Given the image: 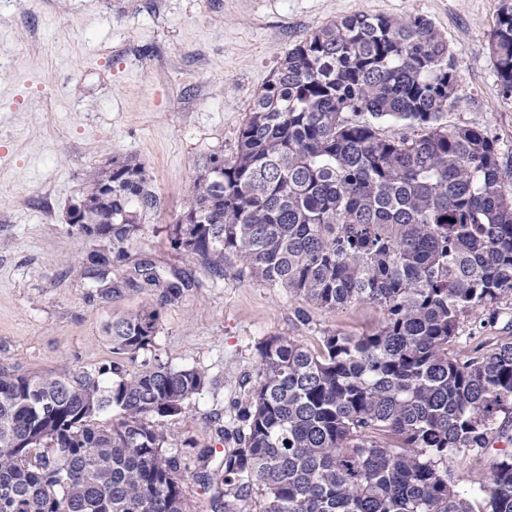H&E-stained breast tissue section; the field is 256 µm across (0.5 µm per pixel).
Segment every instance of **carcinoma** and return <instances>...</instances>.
Instances as JSON below:
<instances>
[{"label":"carcinoma","mask_w":512,"mask_h":512,"mask_svg":"<svg viewBox=\"0 0 512 512\" xmlns=\"http://www.w3.org/2000/svg\"><path fill=\"white\" fill-rule=\"evenodd\" d=\"M502 98L512 101V0L491 33ZM462 76L448 40L422 14L354 13L298 41L253 98L229 158L213 154L174 224L175 249L216 279L224 265L321 309L372 304L382 325L323 333L311 348L258 342L255 383L216 429L233 447L167 448L166 421L208 379L194 367L133 362L154 342L158 312L107 322L115 360L95 371L39 375L0 366V512H189L185 475L211 512H512V451L478 481L448 461L512 443V341L457 358L461 318L495 316L512 297V167L476 124L440 117ZM400 124L396 137L378 123ZM112 240L81 264L110 298L112 267L154 193L143 166L113 162ZM125 285L177 302L190 279L149 264ZM115 413L110 426L98 418Z\"/></svg>","instance_id":"carcinoma-1"}]
</instances>
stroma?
I'll return each instance as SVG.
<instances>
[{"label": "stroma", "instance_id": "stroma-1", "mask_svg": "<svg viewBox=\"0 0 512 512\" xmlns=\"http://www.w3.org/2000/svg\"><path fill=\"white\" fill-rule=\"evenodd\" d=\"M501 0H0V366L36 375L109 364L103 325L145 307L160 317L139 361L197 367L207 387L168 420L170 451L224 448L226 417L257 377L256 345L322 332L360 336L379 308L310 306L224 268L214 280L170 238L213 153L232 156L250 102L289 48L346 15L422 14L447 38L462 74L448 126L477 124L512 165V103L489 38ZM136 158L156 197L127 245L123 270L150 261L188 276L176 303L157 288L102 297L79 261L100 240L67 223L89 175Z\"/></svg>", "mask_w": 512, "mask_h": 512}]
</instances>
